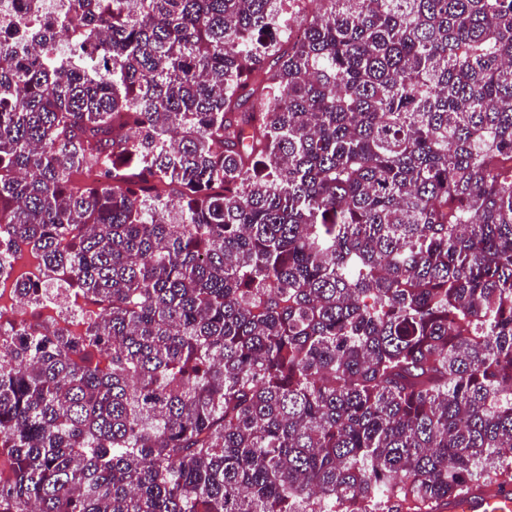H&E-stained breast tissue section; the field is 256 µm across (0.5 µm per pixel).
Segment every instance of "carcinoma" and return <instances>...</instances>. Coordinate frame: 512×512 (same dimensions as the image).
Returning a JSON list of instances; mask_svg holds the SVG:
<instances>
[{"label": "carcinoma", "mask_w": 512, "mask_h": 512, "mask_svg": "<svg viewBox=\"0 0 512 512\" xmlns=\"http://www.w3.org/2000/svg\"><path fill=\"white\" fill-rule=\"evenodd\" d=\"M69 0L0 43V512H437L512 485V0ZM302 27L290 38L288 23Z\"/></svg>", "instance_id": "cac0c4a2"}]
</instances>
